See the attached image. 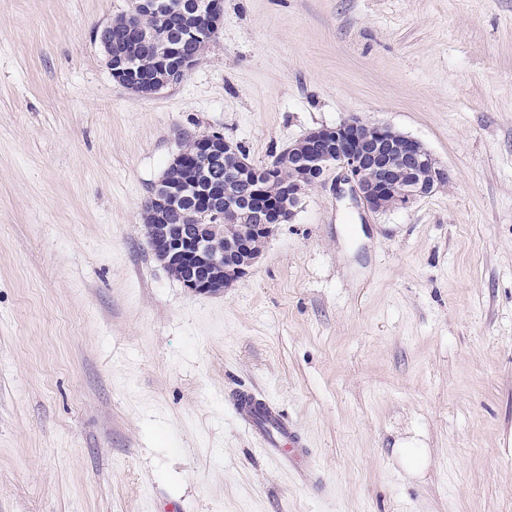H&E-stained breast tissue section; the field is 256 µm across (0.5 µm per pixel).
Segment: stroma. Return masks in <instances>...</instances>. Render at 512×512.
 Wrapping results in <instances>:
<instances>
[{"mask_svg":"<svg viewBox=\"0 0 512 512\" xmlns=\"http://www.w3.org/2000/svg\"><path fill=\"white\" fill-rule=\"evenodd\" d=\"M129 0H0V512H512V0H224L176 86L116 84ZM358 116L450 181L374 213L336 170L216 295L142 209L181 132L255 165ZM306 440L305 482L224 408ZM429 450L408 475L401 441Z\"/></svg>","mask_w":512,"mask_h":512,"instance_id":"obj_1","label":"stroma"}]
</instances>
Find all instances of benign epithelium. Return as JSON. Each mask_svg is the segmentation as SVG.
Segmentation results:
<instances>
[{
    "mask_svg": "<svg viewBox=\"0 0 512 512\" xmlns=\"http://www.w3.org/2000/svg\"><path fill=\"white\" fill-rule=\"evenodd\" d=\"M159 0H130L129 13L153 15ZM223 0H204L195 19L211 30L223 20ZM113 80L142 96H152L180 83L199 62V56L159 51L163 66L151 79H140L112 55V24L98 32ZM193 151L175 155L170 167L197 165L202 169L226 155L238 158L224 181V207L210 206L217 190L212 183L196 184L203 214L212 224H174L170 200L179 184L162 178L143 207L142 221L155 257L169 274L199 293H220L245 278L261 256V248L276 225L292 219L307 188L323 182L334 167L350 185L353 198L373 212L408 207L449 180L447 169L417 139L388 125L352 117L334 127H320L258 169L241 147L219 132L185 136Z\"/></svg>",
    "mask_w": 512,
    "mask_h": 512,
    "instance_id": "obj_1",
    "label": "benign epithelium"
}]
</instances>
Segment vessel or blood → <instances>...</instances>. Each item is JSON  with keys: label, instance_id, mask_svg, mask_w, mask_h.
Listing matches in <instances>:
<instances>
[{"label": "vessel or blood", "instance_id": "obj_1", "mask_svg": "<svg viewBox=\"0 0 512 512\" xmlns=\"http://www.w3.org/2000/svg\"><path fill=\"white\" fill-rule=\"evenodd\" d=\"M228 404L247 429L255 435L263 452L291 471L311 472V453L297 428L268 399L249 391L235 393Z\"/></svg>", "mask_w": 512, "mask_h": 512}]
</instances>
